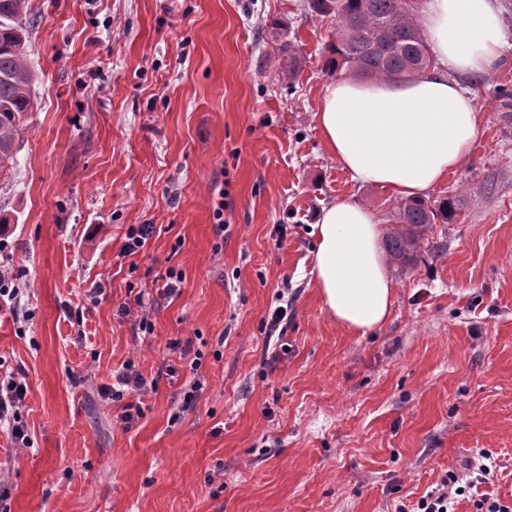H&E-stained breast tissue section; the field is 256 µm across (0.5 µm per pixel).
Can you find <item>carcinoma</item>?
Wrapping results in <instances>:
<instances>
[{
    "mask_svg": "<svg viewBox=\"0 0 512 512\" xmlns=\"http://www.w3.org/2000/svg\"><path fill=\"white\" fill-rule=\"evenodd\" d=\"M307 7L335 22L336 39L327 47L335 70L391 82L409 80L434 64L406 0H308ZM33 24L28 0H0V173L16 165V137L34 106V74L24 53ZM455 214L452 198L436 206L424 200L400 205L403 227L386 237V252L408 263L426 249L432 226Z\"/></svg>",
    "mask_w": 512,
    "mask_h": 512,
    "instance_id": "1",
    "label": "carcinoma"
}]
</instances>
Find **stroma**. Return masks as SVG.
I'll list each match as a JSON object with an SVG mask.
<instances>
[{"label":"stroma","instance_id":"1","mask_svg":"<svg viewBox=\"0 0 512 512\" xmlns=\"http://www.w3.org/2000/svg\"><path fill=\"white\" fill-rule=\"evenodd\" d=\"M29 2L34 108L0 173V267L20 292L0 300V372L27 376L33 446L0 428V512H394L481 451L511 501L512 0L508 47L468 82L480 132L427 195L456 217L414 265L389 262L390 318L363 337L323 306L311 226L350 198L390 230L400 199L324 145L331 19L307 0ZM134 224L158 231L120 257ZM129 360L158 388L128 426L103 390Z\"/></svg>","mask_w":512,"mask_h":512}]
</instances>
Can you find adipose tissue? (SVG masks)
Returning <instances> with one entry per match:
<instances>
[{
    "instance_id": "obj_1",
    "label": "adipose tissue",
    "mask_w": 512,
    "mask_h": 512,
    "mask_svg": "<svg viewBox=\"0 0 512 512\" xmlns=\"http://www.w3.org/2000/svg\"><path fill=\"white\" fill-rule=\"evenodd\" d=\"M421 23L437 66L405 83L332 82L315 114L327 149L353 180L403 199L426 196L458 166L480 125L464 82L508 44L499 0H421ZM382 234L377 217L350 199L325 205L315 224L312 273L324 307L363 336L384 324L395 298Z\"/></svg>"
}]
</instances>
